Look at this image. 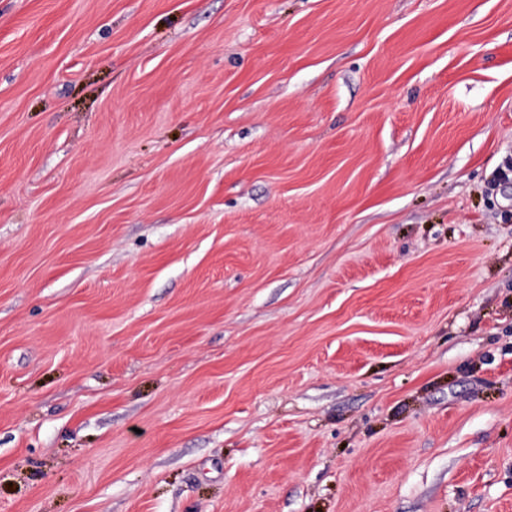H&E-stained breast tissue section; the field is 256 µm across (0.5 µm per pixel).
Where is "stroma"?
Masks as SVG:
<instances>
[{"mask_svg":"<svg viewBox=\"0 0 512 512\" xmlns=\"http://www.w3.org/2000/svg\"><path fill=\"white\" fill-rule=\"evenodd\" d=\"M0 512H512V0H0Z\"/></svg>","mask_w":512,"mask_h":512,"instance_id":"1","label":"stroma"}]
</instances>
